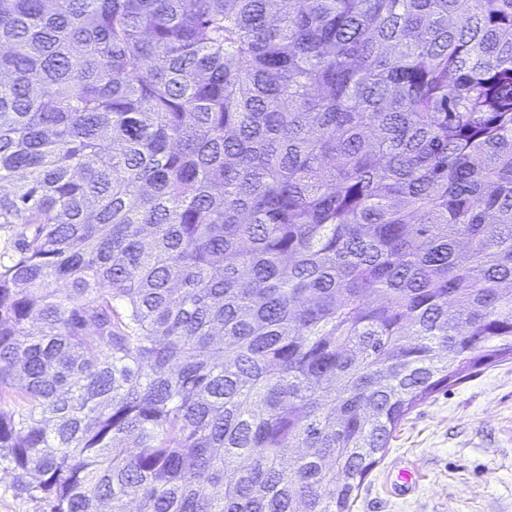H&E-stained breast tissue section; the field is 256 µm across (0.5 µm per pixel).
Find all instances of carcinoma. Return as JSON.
I'll list each match as a JSON object with an SVG mask.
<instances>
[{"mask_svg":"<svg viewBox=\"0 0 512 512\" xmlns=\"http://www.w3.org/2000/svg\"><path fill=\"white\" fill-rule=\"evenodd\" d=\"M3 224L36 512H352L512 360V0H0Z\"/></svg>","mask_w":512,"mask_h":512,"instance_id":"cac0c4a2","label":"carcinoma"}]
</instances>
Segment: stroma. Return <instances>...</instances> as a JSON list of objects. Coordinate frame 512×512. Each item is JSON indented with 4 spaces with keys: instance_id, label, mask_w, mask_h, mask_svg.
<instances>
[{
    "instance_id": "35a3bbf8",
    "label": "stroma",
    "mask_w": 512,
    "mask_h": 512,
    "mask_svg": "<svg viewBox=\"0 0 512 512\" xmlns=\"http://www.w3.org/2000/svg\"><path fill=\"white\" fill-rule=\"evenodd\" d=\"M417 469L405 496L390 484ZM353 512H512V361L413 410L358 493Z\"/></svg>"
}]
</instances>
